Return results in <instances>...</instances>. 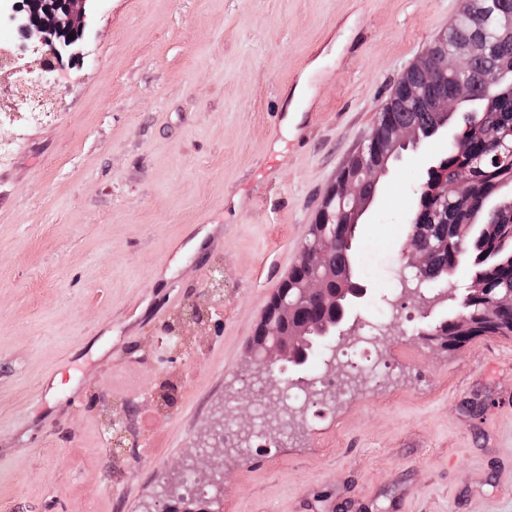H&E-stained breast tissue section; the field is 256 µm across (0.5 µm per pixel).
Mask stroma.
Returning a JSON list of instances; mask_svg holds the SVG:
<instances>
[{
  "mask_svg": "<svg viewBox=\"0 0 512 512\" xmlns=\"http://www.w3.org/2000/svg\"><path fill=\"white\" fill-rule=\"evenodd\" d=\"M461 4L94 0L83 57L38 86L0 26V109L50 113L0 125V512H152L203 459L223 512H512V335L419 338L447 303L387 317L402 364L309 381L288 424L245 384L327 189ZM445 152L433 136L381 177L351 318L395 298L417 158ZM260 431L274 448L247 447Z\"/></svg>",
  "mask_w": 512,
  "mask_h": 512,
  "instance_id": "obj_1",
  "label": "stroma"
}]
</instances>
